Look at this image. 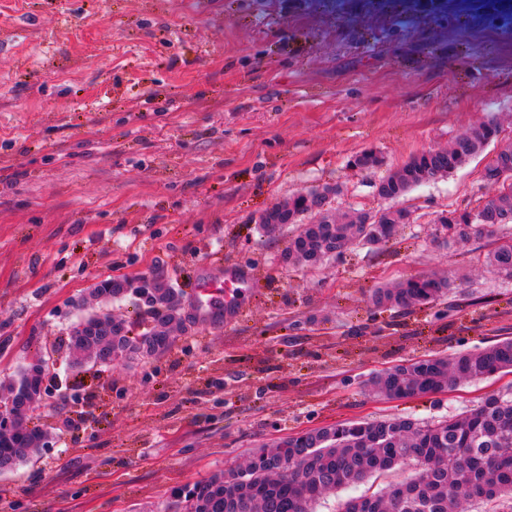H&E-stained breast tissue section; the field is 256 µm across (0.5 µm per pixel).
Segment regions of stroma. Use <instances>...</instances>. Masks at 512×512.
<instances>
[{
	"instance_id": "35a3bbf8",
	"label": "stroma",
	"mask_w": 512,
	"mask_h": 512,
	"mask_svg": "<svg viewBox=\"0 0 512 512\" xmlns=\"http://www.w3.org/2000/svg\"><path fill=\"white\" fill-rule=\"evenodd\" d=\"M512 141V9L497 0H0V377L52 354L50 437L0 474V512H174L172 492L254 449L337 421L463 415L512 373L381 400L406 360L512 338L494 238L438 237L476 206L497 144L399 201L385 243L286 264L295 228L267 208L323 186L374 213L375 185L485 121ZM370 149L377 167L349 166ZM246 278L223 324L199 316L216 267ZM163 270L188 321L158 357L69 364L70 328L105 279ZM437 273L447 299L406 310L378 285Z\"/></svg>"
}]
</instances>
